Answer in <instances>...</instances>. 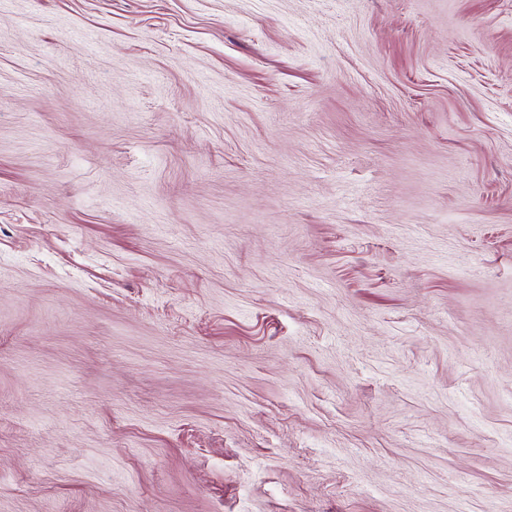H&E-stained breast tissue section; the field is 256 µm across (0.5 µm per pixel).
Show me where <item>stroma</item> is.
<instances>
[{
    "label": "stroma",
    "mask_w": 512,
    "mask_h": 512,
    "mask_svg": "<svg viewBox=\"0 0 512 512\" xmlns=\"http://www.w3.org/2000/svg\"><path fill=\"white\" fill-rule=\"evenodd\" d=\"M0 512H512V0H0Z\"/></svg>",
    "instance_id": "1"
}]
</instances>
